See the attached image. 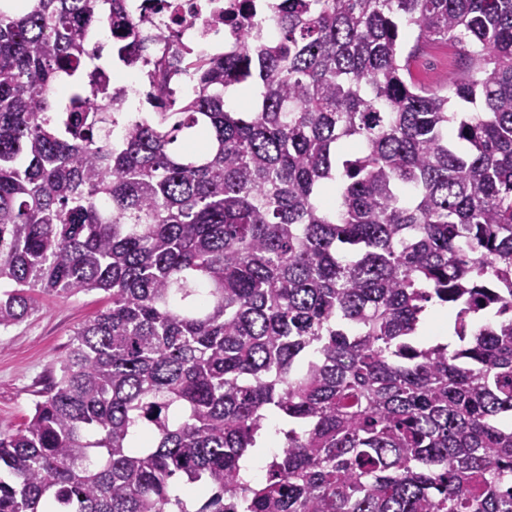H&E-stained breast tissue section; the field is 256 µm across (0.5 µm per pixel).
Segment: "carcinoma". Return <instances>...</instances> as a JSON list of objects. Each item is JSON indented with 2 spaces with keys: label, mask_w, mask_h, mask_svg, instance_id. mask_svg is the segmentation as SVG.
I'll return each instance as SVG.
<instances>
[{
  "label": "carcinoma",
  "mask_w": 512,
  "mask_h": 512,
  "mask_svg": "<svg viewBox=\"0 0 512 512\" xmlns=\"http://www.w3.org/2000/svg\"><path fill=\"white\" fill-rule=\"evenodd\" d=\"M103 22L139 55L123 0L0 2V334L107 299L0 431V512H512V0H283L119 139ZM464 62L463 52L458 48L442 47L422 55L415 65V72L429 86L440 88L448 81V76L463 71Z\"/></svg>",
  "instance_id": "obj_1"
}]
</instances>
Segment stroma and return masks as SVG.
<instances>
[{"label":"stroma","instance_id":"stroma-1","mask_svg":"<svg viewBox=\"0 0 512 512\" xmlns=\"http://www.w3.org/2000/svg\"><path fill=\"white\" fill-rule=\"evenodd\" d=\"M462 56L451 46L433 49L419 58L415 71L439 88L463 71ZM37 300L34 317L0 336V430L17 428L30 415L38 391L66 354L72 331L106 304L98 291L69 298L41 294Z\"/></svg>","mask_w":512,"mask_h":512}]
</instances>
